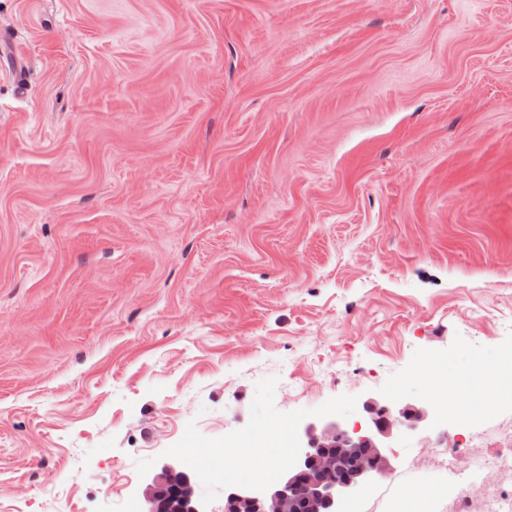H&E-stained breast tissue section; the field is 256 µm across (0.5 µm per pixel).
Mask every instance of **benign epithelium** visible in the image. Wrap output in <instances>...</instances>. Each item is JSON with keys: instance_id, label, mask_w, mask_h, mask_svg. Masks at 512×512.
Returning <instances> with one entry per match:
<instances>
[{"instance_id": "obj_1", "label": "benign epithelium", "mask_w": 512, "mask_h": 512, "mask_svg": "<svg viewBox=\"0 0 512 512\" xmlns=\"http://www.w3.org/2000/svg\"><path fill=\"white\" fill-rule=\"evenodd\" d=\"M366 426L348 428L338 421L308 424L300 435L297 458L281 481L267 489L233 486L225 492L228 512H339L344 496L382 478L392 466L388 440L394 432H416L430 417L423 406H397L370 398L364 403ZM148 512H204L194 498L189 476L165 464L145 489Z\"/></svg>"}]
</instances>
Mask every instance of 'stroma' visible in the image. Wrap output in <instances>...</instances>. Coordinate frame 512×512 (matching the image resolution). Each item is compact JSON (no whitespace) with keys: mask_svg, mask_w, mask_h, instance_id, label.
I'll return each instance as SVG.
<instances>
[{"mask_svg":"<svg viewBox=\"0 0 512 512\" xmlns=\"http://www.w3.org/2000/svg\"><path fill=\"white\" fill-rule=\"evenodd\" d=\"M0 512H206L371 398L512 436V0H0ZM144 495L149 505L147 512H206L194 498L189 476L170 464L163 465L161 471L151 478ZM174 501L178 503L175 508H164L167 503Z\"/></svg>","mask_w":512,"mask_h":512,"instance_id":"35a3bbf8","label":"stroma"}]
</instances>
